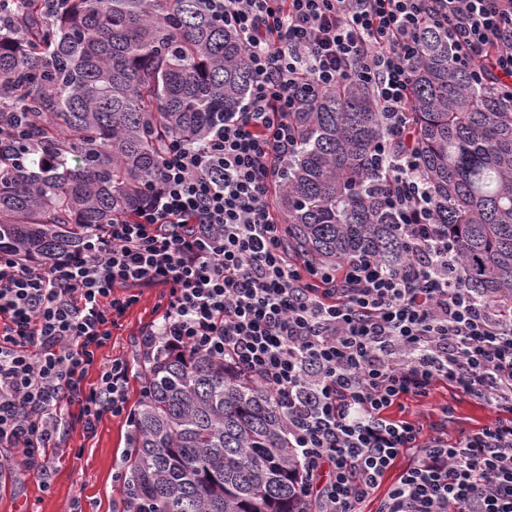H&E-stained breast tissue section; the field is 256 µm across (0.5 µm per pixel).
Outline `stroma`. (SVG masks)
I'll return each instance as SVG.
<instances>
[{
  "label": "stroma",
  "instance_id": "obj_1",
  "mask_svg": "<svg viewBox=\"0 0 512 512\" xmlns=\"http://www.w3.org/2000/svg\"><path fill=\"white\" fill-rule=\"evenodd\" d=\"M160 303L157 292L140 295L112 331L110 342L98 353L99 362L120 357L132 364L128 389L130 405H137L143 375L137 367L135 342L141 328L155 319ZM392 416L411 420L431 431L434 423L447 420L449 438L475 431L496 418L492 409L446 384L437 385L429 396L403 400L393 407ZM127 425L124 418L104 414L91 433L69 431L61 448L49 449L51 468L47 481L23 470L0 476V512H118L121 485L114 475L125 448Z\"/></svg>",
  "mask_w": 512,
  "mask_h": 512
}]
</instances>
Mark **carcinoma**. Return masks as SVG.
<instances>
[{
    "mask_svg": "<svg viewBox=\"0 0 512 512\" xmlns=\"http://www.w3.org/2000/svg\"><path fill=\"white\" fill-rule=\"evenodd\" d=\"M0 97L28 115L36 150L0 144V245L45 258L129 216L164 143L200 144L245 103L252 73L203 0H0ZM410 119L433 222L458 242L465 283L512 306V98L473 83L424 29ZM299 146L276 208L289 253L334 267L405 254L372 145L386 135L372 91L347 83L293 115ZM122 512H298L300 457L271 393L210 355L142 349Z\"/></svg>",
    "mask_w": 512,
    "mask_h": 512,
    "instance_id": "obj_1",
    "label": "carcinoma"
}]
</instances>
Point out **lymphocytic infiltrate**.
<instances>
[{
	"label": "lymphocytic infiltrate",
	"instance_id": "f902f5d3",
	"mask_svg": "<svg viewBox=\"0 0 512 512\" xmlns=\"http://www.w3.org/2000/svg\"><path fill=\"white\" fill-rule=\"evenodd\" d=\"M253 75L240 111L204 144L163 148L131 216L43 260L0 247V447L36 476L62 423L128 414L132 369L98 365L145 288L164 300L146 343L224 358L267 387L303 462L302 512H512V314L465 285L458 245L431 221L407 119L420 34L448 32L475 83L512 96V0H204ZM357 82L387 129L373 146L408 259L322 270L287 255L272 184L296 150L291 117ZM96 381H89L90 370ZM445 381L498 414L448 442L390 418ZM414 451L391 485L396 459Z\"/></svg>",
	"mask_w": 512,
	"mask_h": 512
}]
</instances>
